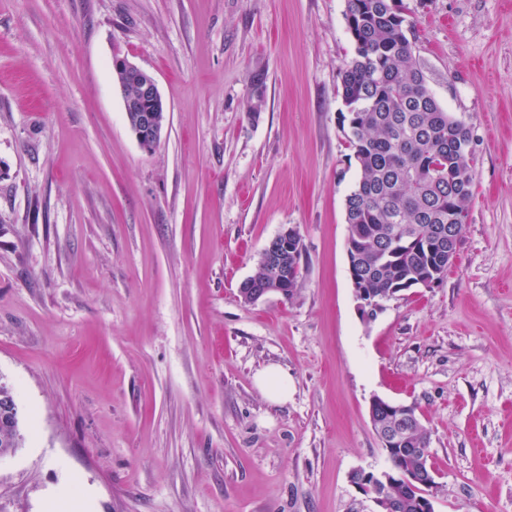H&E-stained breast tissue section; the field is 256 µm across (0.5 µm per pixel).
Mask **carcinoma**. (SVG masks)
Wrapping results in <instances>:
<instances>
[{
	"instance_id": "carcinoma-1",
	"label": "carcinoma",
	"mask_w": 512,
	"mask_h": 512,
	"mask_svg": "<svg viewBox=\"0 0 512 512\" xmlns=\"http://www.w3.org/2000/svg\"><path fill=\"white\" fill-rule=\"evenodd\" d=\"M345 20L353 55L341 75L346 141L359 176L345 202L349 266L367 297L382 303L448 270V235L461 236L472 197L473 157L459 152L462 121L446 111L417 66L406 19L395 0H347ZM302 249L283 261L263 262L239 289L248 303L264 288L290 297ZM406 440L391 449L389 483L356 470L351 482L365 494L385 493L390 512H423L427 489L409 482L428 464L430 438L411 408ZM372 424L397 419L395 405L375 399ZM19 410L0 412V451L21 447Z\"/></svg>"
}]
</instances>
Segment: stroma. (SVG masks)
I'll use <instances>...</instances> for the list:
<instances>
[{
	"instance_id": "stroma-1",
	"label": "stroma",
	"mask_w": 512,
	"mask_h": 512,
	"mask_svg": "<svg viewBox=\"0 0 512 512\" xmlns=\"http://www.w3.org/2000/svg\"><path fill=\"white\" fill-rule=\"evenodd\" d=\"M347 0H0V512H377L372 397L430 432L435 512H512V0H400L473 135L455 262L365 320L349 275ZM166 105L154 151L112 67ZM302 239L292 298L239 294ZM288 374L276 404L255 377ZM112 65L117 71H126L127 74H134L139 78V90L135 97L129 99L126 93H123L124 109L127 111L125 112L126 119L131 129L137 124L139 112L144 113L140 119V124L133 131L140 146L144 150L150 151L160 142L162 137L161 129L153 112L156 113L159 122L163 120L166 122V112L162 110L156 112L162 100L156 81L151 75L125 59H115ZM13 402L16 401L12 397L4 396L2 406L10 408L3 410L0 401V451L8 448H21L19 410L18 407L16 409L11 407Z\"/></svg>"
}]
</instances>
